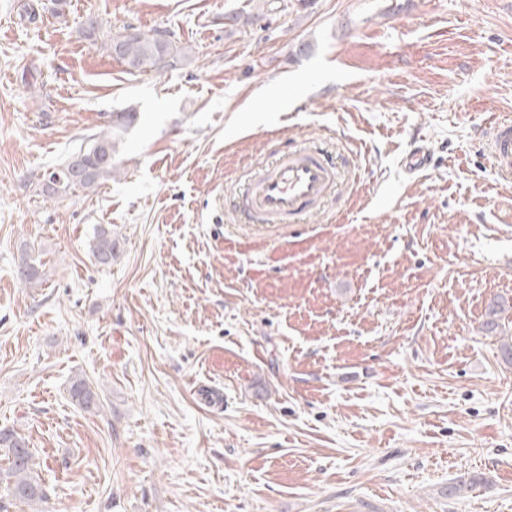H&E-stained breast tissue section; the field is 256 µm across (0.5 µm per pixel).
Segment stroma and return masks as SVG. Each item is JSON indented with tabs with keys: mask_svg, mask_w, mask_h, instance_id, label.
Returning a JSON list of instances; mask_svg holds the SVG:
<instances>
[{
	"mask_svg": "<svg viewBox=\"0 0 512 512\" xmlns=\"http://www.w3.org/2000/svg\"><path fill=\"white\" fill-rule=\"evenodd\" d=\"M90 14L186 58L129 70ZM116 112L119 174L46 194ZM503 114L512 0H0V428L48 495L8 512H512V179L476 135ZM291 146L351 169L302 223H244ZM119 240L112 235V227L100 225L96 228L91 249L93 259L98 265L109 266L117 253ZM69 394L78 405L86 410L99 408L100 399L92 390L89 383L80 376H75L70 381Z\"/></svg>",
	"mask_w": 512,
	"mask_h": 512,
	"instance_id": "35a3bbf8",
	"label": "stroma"
}]
</instances>
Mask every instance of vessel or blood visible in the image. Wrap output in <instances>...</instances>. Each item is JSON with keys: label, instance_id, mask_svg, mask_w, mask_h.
<instances>
[{"label": "vessel or blood", "instance_id": "b4317fda", "mask_svg": "<svg viewBox=\"0 0 512 512\" xmlns=\"http://www.w3.org/2000/svg\"><path fill=\"white\" fill-rule=\"evenodd\" d=\"M492 166L512 176V117L495 116L481 128ZM342 176L326 154L294 147L278 156L259 175L248 178L239 208L254 224H293L331 197Z\"/></svg>", "mask_w": 512, "mask_h": 512}]
</instances>
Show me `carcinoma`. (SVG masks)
<instances>
[{
  "instance_id": "1",
  "label": "carcinoma",
  "mask_w": 512,
  "mask_h": 512,
  "mask_svg": "<svg viewBox=\"0 0 512 512\" xmlns=\"http://www.w3.org/2000/svg\"><path fill=\"white\" fill-rule=\"evenodd\" d=\"M89 24L84 29L85 36L93 40H101V43L112 56L123 61L130 70L138 72L159 71L164 68L177 66L180 50L174 41V35L168 31L158 32L153 35L137 33L106 34L102 30V23L94 16L87 18ZM134 115L123 113L116 118V125L112 130L93 135L89 147L84 148L85 154H99L106 158L100 162L93 160V172L87 178L74 179L65 163L49 173V177L55 178L59 186L47 184L46 188L52 193L77 190H92L106 181L111 180L117 174L116 166V141L120 138V127L133 122ZM119 240L112 235V228L99 226L96 228L91 254L95 262L101 266H109L117 253ZM17 278L24 284H32L40 278V272L32 259L25 256L19 263L16 272ZM505 310V304L498 299H493L485 313L482 323L483 330L490 334L500 332V320ZM69 394L78 405L86 410L99 408L100 399L92 390L89 383L80 376H75L70 381ZM0 448L7 449L8 468L0 470V486L6 496L19 498L26 502H42L47 498L46 490L37 472L34 471L33 455L27 440L15 430L0 429Z\"/></svg>"
}]
</instances>
